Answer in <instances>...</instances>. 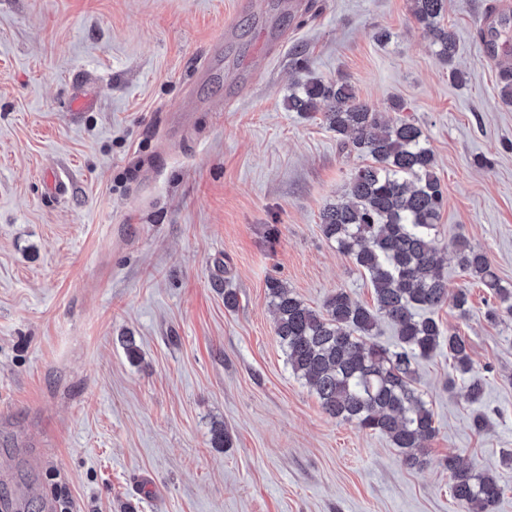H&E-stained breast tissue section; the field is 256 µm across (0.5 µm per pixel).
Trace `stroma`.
<instances>
[{
	"label": "stroma",
	"instance_id": "obj_1",
	"mask_svg": "<svg viewBox=\"0 0 512 512\" xmlns=\"http://www.w3.org/2000/svg\"><path fill=\"white\" fill-rule=\"evenodd\" d=\"M489 3L447 0L449 65L411 0H0V503L460 512L453 453L492 470L495 512H512V315L486 319L495 295L454 248L485 252L512 288V104L477 37ZM315 78L401 103L446 193L442 273L471 311L435 317L468 343L490 424L474 432L446 390L447 352L419 360L437 428L420 466L326 415L274 334L271 278L314 308L339 288L373 302L320 229L367 159L321 112L288 108L291 82ZM217 423L231 447L211 446Z\"/></svg>",
	"mask_w": 512,
	"mask_h": 512
}]
</instances>
